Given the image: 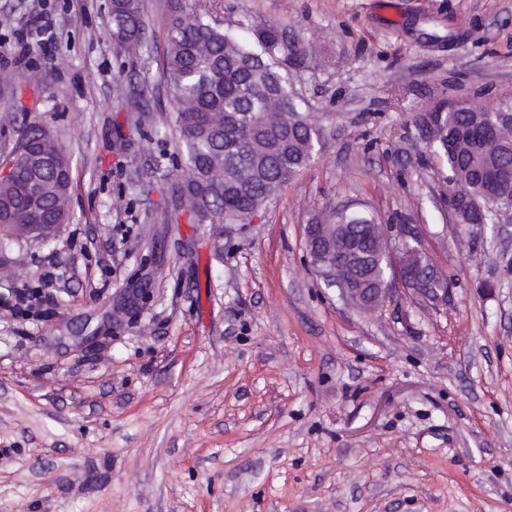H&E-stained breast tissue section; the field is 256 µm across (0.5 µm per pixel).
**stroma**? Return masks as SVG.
<instances>
[{"label": "stroma", "mask_w": 512, "mask_h": 512, "mask_svg": "<svg viewBox=\"0 0 512 512\" xmlns=\"http://www.w3.org/2000/svg\"><path fill=\"white\" fill-rule=\"evenodd\" d=\"M205 4L278 32L319 136L244 224L175 208L171 0L133 59L110 0H0V160L37 126L74 177L54 240L0 243V300L30 293L0 304V512H512V219L457 230L425 138L449 101L512 103V0ZM346 202L413 226L442 301L324 286L305 226Z\"/></svg>", "instance_id": "35a3bbf8"}]
</instances>
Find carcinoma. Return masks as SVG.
Here are the masks:
<instances>
[{"mask_svg": "<svg viewBox=\"0 0 512 512\" xmlns=\"http://www.w3.org/2000/svg\"><path fill=\"white\" fill-rule=\"evenodd\" d=\"M112 32L128 55L143 51L142 0H112ZM277 36L258 33L244 43L225 31L210 10H187L175 0L169 17L162 79L170 91V111L182 157L176 208L201 223L240 224L284 189L316 154V131L299 108L274 53ZM440 109L430 115L431 140L445 157L456 193L448 208L459 222L469 211L482 224L496 223L494 211L477 210L484 184L495 170L512 172V151L491 145L475 113ZM12 174L0 177V225L12 234L49 240L53 225L69 219L73 175L71 155L51 135L32 127L11 152ZM350 224L363 257V285L388 279V260L370 225L367 210L344 205L327 219Z\"/></svg>", "mask_w": 512, "mask_h": 512, "instance_id": "obj_1", "label": "carcinoma"}]
</instances>
